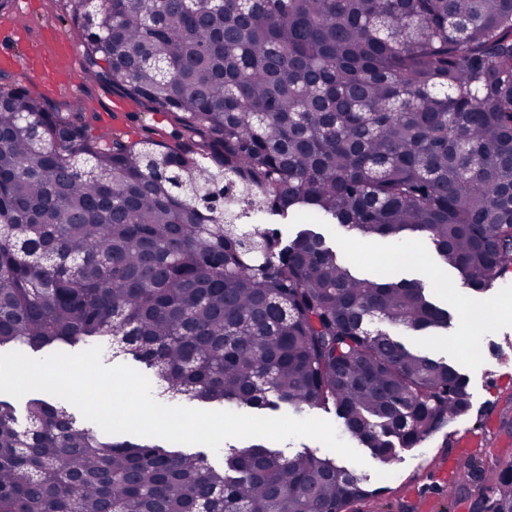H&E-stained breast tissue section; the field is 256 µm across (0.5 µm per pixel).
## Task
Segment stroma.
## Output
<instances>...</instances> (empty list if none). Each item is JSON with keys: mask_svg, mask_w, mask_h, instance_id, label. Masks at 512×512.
I'll return each mask as SVG.
<instances>
[{"mask_svg": "<svg viewBox=\"0 0 512 512\" xmlns=\"http://www.w3.org/2000/svg\"><path fill=\"white\" fill-rule=\"evenodd\" d=\"M37 46L44 71L0 64V86L22 87L64 112L85 113L92 132L109 127L133 140L168 138L171 119L99 82L84 80L83 41L64 0H5L0 6V50L23 57ZM317 232L364 276L396 280L416 277L432 288L453 316L440 336H411L409 345L454 360L469 379V411L453 418L420 447L402 448L396 463L368 459L355 466L378 497L353 503L348 512H475L477 500L494 476L497 463L512 460V317L504 309L512 284L478 294L461 287L455 272L426 247L391 251L381 240L341 237L336 225ZM471 463L455 487L439 481L445 462Z\"/></svg>", "mask_w": 512, "mask_h": 512, "instance_id": "obj_1", "label": "stroma"}]
</instances>
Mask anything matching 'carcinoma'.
<instances>
[{
  "label": "carcinoma",
  "instance_id": "cac0c4a2",
  "mask_svg": "<svg viewBox=\"0 0 512 512\" xmlns=\"http://www.w3.org/2000/svg\"><path fill=\"white\" fill-rule=\"evenodd\" d=\"M67 0L86 70L173 116L175 146L94 136L0 87V349L101 345L158 397L334 409L385 465L470 408L420 279L361 276L325 239L429 242L464 287L512 272V0ZM257 222L242 252L237 221ZM336 460L99 437L64 402L0 400V512H346ZM478 512H512V462Z\"/></svg>",
  "mask_w": 512,
  "mask_h": 512
}]
</instances>
